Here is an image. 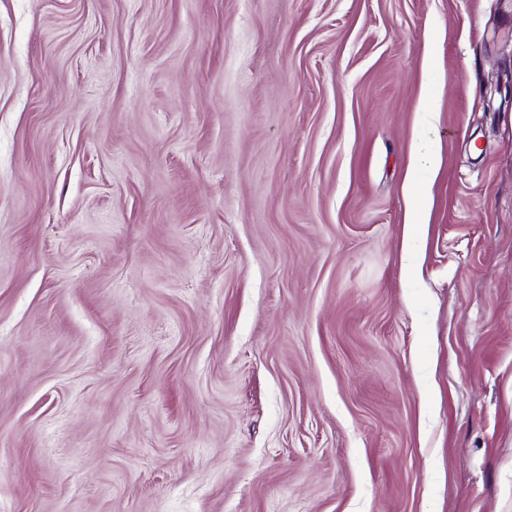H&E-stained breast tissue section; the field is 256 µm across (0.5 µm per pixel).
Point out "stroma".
<instances>
[{
	"mask_svg": "<svg viewBox=\"0 0 512 512\" xmlns=\"http://www.w3.org/2000/svg\"><path fill=\"white\" fill-rule=\"evenodd\" d=\"M510 84L512 0H0V512H512ZM437 166V152L435 141L431 138L418 136L413 143L410 163L406 176L405 198L408 212L411 216L409 224H405L402 239V253L404 256L413 252L416 226L419 224L416 216L423 210L424 197L417 190L419 178L422 173H431Z\"/></svg>",
	"mask_w": 512,
	"mask_h": 512,
	"instance_id": "35a3bbf8",
	"label": "stroma"
}]
</instances>
